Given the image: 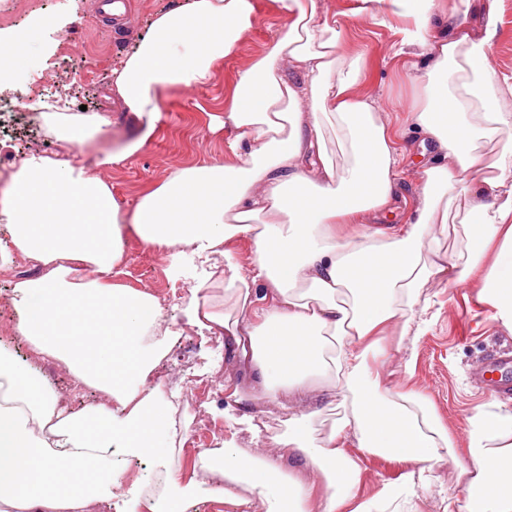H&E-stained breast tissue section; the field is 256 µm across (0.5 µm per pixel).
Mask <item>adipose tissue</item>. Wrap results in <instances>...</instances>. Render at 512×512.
Returning <instances> with one entry per match:
<instances>
[{
	"label": "adipose tissue",
	"mask_w": 512,
	"mask_h": 512,
	"mask_svg": "<svg viewBox=\"0 0 512 512\" xmlns=\"http://www.w3.org/2000/svg\"><path fill=\"white\" fill-rule=\"evenodd\" d=\"M276 2L288 25L239 72L224 108L227 162L178 169L130 209L85 164L89 149L104 169L138 154L157 133L163 91L209 83L252 27L254 0H185L158 13L113 72L135 133L112 148L108 113H44L55 152L23 157L0 190L10 234L0 267L18 253L41 269L12 284L16 336L105 396L65 411L46 378L0 344V512H98L111 505L128 455L157 463L161 512H184L170 463L172 403L151 382L175 331L155 295L112 280L132 234L191 280L186 322L230 340L253 379L248 396L279 405L307 398L321 379L344 409L324 437L308 412L289 415L273 439L305 461L309 481L232 440L201 449V469L235 485L228 504L241 512L255 501L264 512H409L425 472L453 455L429 402L385 381V336L395 328L422 336L419 299L429 284L448 281L475 288L512 332V87L490 63L500 0H360L374 18L407 19L394 57L419 91L408 123L435 147L419 172L417 205L385 232L368 221L395 213L402 154L373 101L355 92L365 59L342 53L338 23L318 0ZM492 136L498 147L488 161L480 147ZM330 138L342 167L328 156ZM452 197L465 202L463 238L448 253L430 227L447 223ZM240 239L253 248L246 276L233 259ZM466 423L461 495L448 512H512V411L488 402ZM364 456L410 468L361 501Z\"/></svg>",
	"instance_id": "1"
}]
</instances>
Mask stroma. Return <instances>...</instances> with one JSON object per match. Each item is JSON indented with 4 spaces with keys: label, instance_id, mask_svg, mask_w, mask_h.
Here are the masks:
<instances>
[{
    "label": "stroma",
    "instance_id": "stroma-1",
    "mask_svg": "<svg viewBox=\"0 0 512 512\" xmlns=\"http://www.w3.org/2000/svg\"><path fill=\"white\" fill-rule=\"evenodd\" d=\"M181 0H130L126 12L115 19L96 16L90 0H36L31 11L14 17L0 28V40L18 33L29 36L27 73L43 77L53 93L68 96L73 108L112 116V134L120 136L131 119L111 91L112 72L147 36L152 17L180 4ZM253 27L229 57L216 66L209 85L197 88L169 87L162 99L159 131L154 141L123 165L103 170V177L122 207L134 206L141 195L160 184L174 170L224 159L226 130H214L215 119L223 117L239 71L247 68L264 51L269 38L284 28L286 17L274 0H256ZM356 0H320L323 13L336 16L342 31V50L359 52L368 61L366 77L356 92L371 98L382 120L392 129H403L406 113L417 88L399 72L392 57L399 41L402 19L378 24L370 14L355 10ZM41 99H27L19 122L29 133L19 136L0 132V188L4 187L15 163L32 150L50 153L42 136ZM403 151L397 192L400 201L414 207L421 194L418 171L423 161L419 137L401 142ZM118 283L146 289L160 300L167 319L182 327L183 334L171 346L154 372L164 388L175 392L185 405L201 404L204 418L214 424L210 438L191 435L193 417L183 413L176 421L181 440L173 456L181 486L188 489L187 512H238L221 499L219 482L193 490L202 479L197 462L199 450L211 443L235 438L241 447L255 452L272 451L271 438L282 429L284 412L262 401L250 403L261 425L259 434L241 431L236 419L244 407L236 404L233 392L246 388L249 376L229 343L200 335L185 324L183 309L191 284L172 278L170 262L160 252L145 247L138 238L128 237ZM39 268L22 257H14L8 269L0 270V343L22 365H33L29 345L12 330L14 309L11 288L15 280L38 276ZM432 321L416 344L414 364L403 372L401 354H393L387 364L388 381L402 391L413 390L428 399L442 425L449 430L456 456L463 455L466 443V416L491 401V393L476 387L471 374L500 352H512V333L494 319L492 311L479 304L475 291L466 285L440 283L425 290ZM406 463L369 456L362 460L359 497L377 492L382 484L396 480ZM453 459L435 463L426 481L416 489V512H444L450 499L459 497Z\"/></svg>",
    "mask_w": 512,
    "mask_h": 512
}]
</instances>
